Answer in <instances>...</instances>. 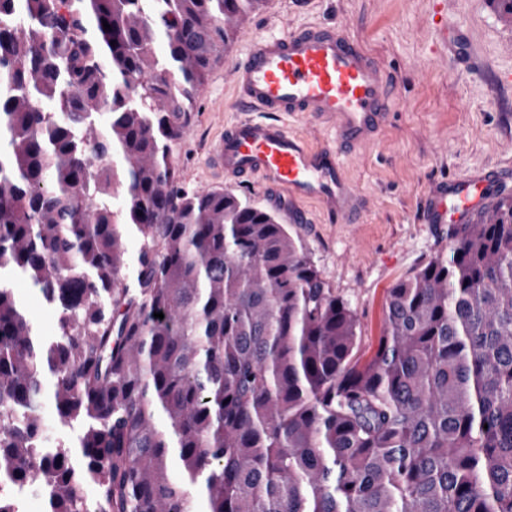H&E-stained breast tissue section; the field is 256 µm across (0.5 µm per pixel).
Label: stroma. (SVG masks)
<instances>
[{
  "label": "stroma",
  "instance_id": "stroma-1",
  "mask_svg": "<svg viewBox=\"0 0 512 512\" xmlns=\"http://www.w3.org/2000/svg\"><path fill=\"white\" fill-rule=\"evenodd\" d=\"M308 23L344 25L384 62L398 91L380 140L344 158L366 204L358 221L329 216L313 201L284 200L260 183L228 186L209 165L212 143L247 115L227 72L246 49L243 39L211 70L173 159L186 189L232 188L299 236L321 277L355 311L366 360L382 334L389 289L448 248L445 225L418 221L431 184L489 169L498 174L496 198H512V26L489 0H454L448 24L474 43L463 63L433 45L432 0H316L307 13L293 12L288 0H266L249 18L258 36Z\"/></svg>",
  "mask_w": 512,
  "mask_h": 512
}]
</instances>
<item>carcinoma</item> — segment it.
Returning a JSON list of instances; mask_svg holds the SVG:
<instances>
[{
  "label": "carcinoma",
  "instance_id": "carcinoma-1",
  "mask_svg": "<svg viewBox=\"0 0 512 512\" xmlns=\"http://www.w3.org/2000/svg\"><path fill=\"white\" fill-rule=\"evenodd\" d=\"M261 3L0 0V512H512L511 201L390 288L363 362L288 225L180 185ZM16 295L24 302L29 316L43 335H51L57 329V316L42 302L36 292L23 281L13 284Z\"/></svg>",
  "mask_w": 512,
  "mask_h": 512
}]
</instances>
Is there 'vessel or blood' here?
I'll return each instance as SVG.
<instances>
[{
  "instance_id": "b4317fda",
  "label": "vessel or blood",
  "mask_w": 512,
  "mask_h": 512,
  "mask_svg": "<svg viewBox=\"0 0 512 512\" xmlns=\"http://www.w3.org/2000/svg\"><path fill=\"white\" fill-rule=\"evenodd\" d=\"M436 41L460 61L474 52L471 36L440 28ZM229 75L240 99L329 128L314 146L279 121L242 120L213 143L210 161L226 180L258 177L291 200L314 199L329 213L352 219L365 207L348 182L342 157L375 144L397 98L389 75L363 45L339 26H309L254 36ZM496 175L480 171L431 185L424 197L427 224H468L492 195Z\"/></svg>"
}]
</instances>
